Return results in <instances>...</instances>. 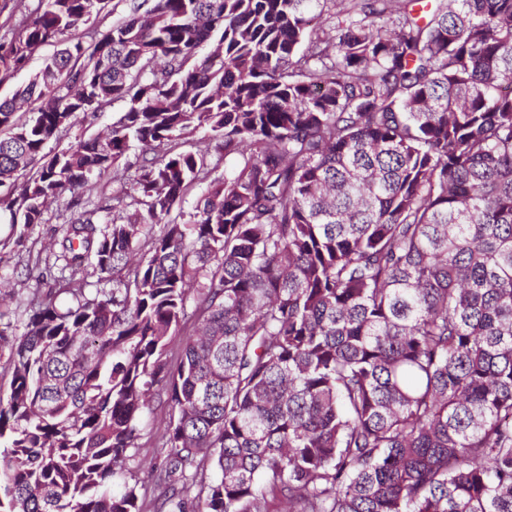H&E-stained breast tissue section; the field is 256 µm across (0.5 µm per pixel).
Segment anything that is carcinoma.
I'll return each mask as SVG.
<instances>
[{"label":"carcinoma","mask_w":512,"mask_h":512,"mask_svg":"<svg viewBox=\"0 0 512 512\" xmlns=\"http://www.w3.org/2000/svg\"><path fill=\"white\" fill-rule=\"evenodd\" d=\"M109 2L0 38V85L62 45L0 99V220L80 210L13 346L0 512H512V0H337L316 36L327 0H152L75 35ZM57 48V46H46L43 48L37 55L33 57L27 70L18 73L8 83L0 86V97L9 98L19 86L25 85L28 82L30 76L40 68L44 58L52 55ZM152 446L151 442L148 441L146 446L141 448L139 455L127 463V468L136 473L137 477L140 478L141 482L139 483V487L142 485L141 493H143L145 489L148 492L147 496H149L154 487V482L151 478H147V471H149L151 466L156 462L155 452Z\"/></svg>","instance_id":"cac0c4a2"}]
</instances>
